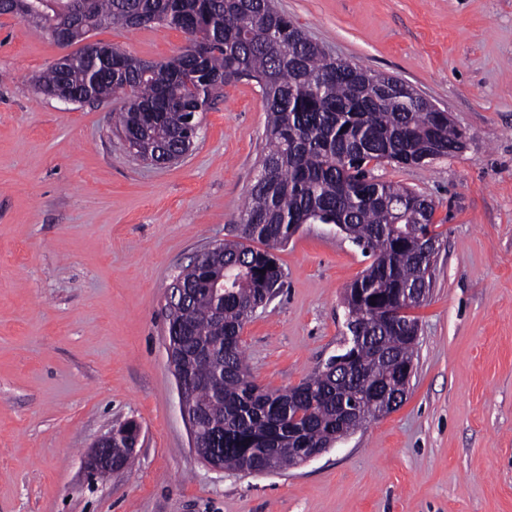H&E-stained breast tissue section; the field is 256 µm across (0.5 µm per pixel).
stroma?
Returning a JSON list of instances; mask_svg holds the SVG:
<instances>
[{
  "mask_svg": "<svg viewBox=\"0 0 512 512\" xmlns=\"http://www.w3.org/2000/svg\"><path fill=\"white\" fill-rule=\"evenodd\" d=\"M333 57L395 77L448 112L462 152L373 166L435 204L432 290L401 405L317 459L272 475L205 466L166 350L182 267L234 238L264 145L259 87L200 116L178 163L137 158L120 102L66 105L33 80L63 55L0 15V512H512V0H275ZM95 40L166 61V25ZM284 286L242 330L271 389L340 351L346 288L370 265L335 226L277 251ZM134 465L88 481L82 461L126 420Z\"/></svg>",
  "mask_w": 512,
  "mask_h": 512,
  "instance_id": "1",
  "label": "stroma"
}]
</instances>
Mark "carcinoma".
Instances as JSON below:
<instances>
[{"label":"carcinoma","mask_w":512,"mask_h":512,"mask_svg":"<svg viewBox=\"0 0 512 512\" xmlns=\"http://www.w3.org/2000/svg\"><path fill=\"white\" fill-rule=\"evenodd\" d=\"M0 0V14L33 17L37 32L67 26L69 44L95 31L166 24L188 36L177 56L147 67L112 48V61L80 47L67 72L50 67L36 89L53 98L62 85L82 91L98 84L102 100H119V132L146 158L186 154L194 140L181 129L184 113L207 111L218 90L242 78L260 88L268 116L259 169L234 240L194 258L173 280L188 301L189 339L175 351L209 383L184 392L188 407L204 409L224 428V469L243 472L253 448L326 443L336 433V402L354 403L343 421L353 432L384 409L370 393L395 391L401 367L414 361L416 342L387 320L390 309L430 290L431 258L419 239L435 237L434 205L424 196L371 176L372 162L422 165L462 150V133L409 85L349 65L325 52L275 7L273 0ZM345 225L348 238L375 259L344 297L348 319L364 321L382 348L358 345L357 375L336 382L326 371L300 384L270 390L247 378L241 340L234 336L265 307L285 274L275 251L298 224ZM259 243L258 247L251 243Z\"/></svg>","instance_id":"cac0c4a2"}]
</instances>
